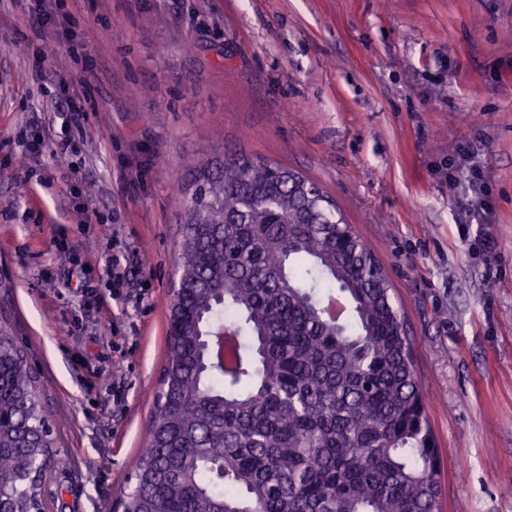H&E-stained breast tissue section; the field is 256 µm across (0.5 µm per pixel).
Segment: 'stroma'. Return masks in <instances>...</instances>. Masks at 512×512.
Masks as SVG:
<instances>
[{
    "mask_svg": "<svg viewBox=\"0 0 512 512\" xmlns=\"http://www.w3.org/2000/svg\"><path fill=\"white\" fill-rule=\"evenodd\" d=\"M63 11L52 31L30 0H0V300L54 414L45 512L123 510L166 358L173 185L224 150L314 181L384 269L413 338L441 512H512V0ZM64 84L86 112L72 163L28 149ZM468 144L488 224L463 225L448 184ZM83 208L101 223H80Z\"/></svg>",
    "mask_w": 512,
    "mask_h": 512,
    "instance_id": "stroma-1",
    "label": "stroma"
}]
</instances>
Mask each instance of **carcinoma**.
<instances>
[{
    "mask_svg": "<svg viewBox=\"0 0 512 512\" xmlns=\"http://www.w3.org/2000/svg\"><path fill=\"white\" fill-rule=\"evenodd\" d=\"M136 512H438L439 455L387 275L262 158L194 167ZM0 310V512H33L52 415Z\"/></svg>",
    "mask_w": 512,
    "mask_h": 512,
    "instance_id": "cac0c4a2",
    "label": "carcinoma"
}]
</instances>
